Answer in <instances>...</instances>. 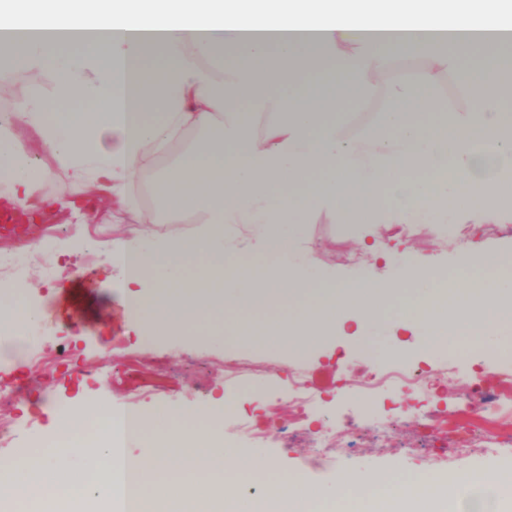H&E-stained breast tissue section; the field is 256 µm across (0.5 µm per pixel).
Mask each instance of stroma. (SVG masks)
<instances>
[{
	"label": "stroma",
	"mask_w": 512,
	"mask_h": 512,
	"mask_svg": "<svg viewBox=\"0 0 512 512\" xmlns=\"http://www.w3.org/2000/svg\"><path fill=\"white\" fill-rule=\"evenodd\" d=\"M56 77L52 72H36L29 83L18 78L6 79V92L0 97V117H15L16 107L27 99L32 89H40L44 98L54 95ZM23 151L28 160L51 169L49 179L36 189L33 203L59 194L67 185L64 169L58 167L43 140L30 129L20 128ZM98 218L78 224L74 214L65 210L51 220L47 230L33 236L30 247L53 254L49 268L22 265L21 256L11 242L0 239V257L18 265L14 277L0 278V302L12 303L16 297L13 283L25 285L24 302L36 315L25 326L23 341L31 345L56 348L58 342L68 347L95 352L96 383L77 376V357L69 359V373L50 380L33 376L22 360L11 363L16 377L26 389L22 410L38 413L41 432L54 448L48 449L47 463L62 464L77 473H84L88 459L79 450L57 447L63 436L56 418L58 407L86 406L100 416L136 412L143 417L145 435L150 441L169 438L176 431L188 428L200 431L211 442L223 443L235 431L234 420H225L214 427L204 414L205 408L217 397L236 403L238 411L252 413L257 420L278 435V442L255 443L248 455L259 459L264 470L282 475L291 473L316 490V497L306 504V512H336L337 505L359 499L365 488H372L371 502L401 490L413 496L423 482H436L450 477H462L478 472L496 477L499 472L512 471V454L500 457H472L447 468L440 462L441 451L431 442L415 435L407 419L420 403L414 394L396 391L379 396L373 413L393 417V446L383 453L366 448L345 449L336 463L322 466L315 461L314 449L302 444L283 445L288 434V415L281 407V397L288 384L289 373L296 368L286 352L274 342L278 323L283 320L308 323L316 306L308 299L274 300L264 308L242 314L240 322L230 323L227 336H168L155 342L147 341L138 331L136 318L119 286L120 273L106 261L114 239H128L137 234L155 236L169 232H184L181 224H144L135 211L114 208L111 201L96 202ZM300 251L297 256L304 273L323 283L384 281L400 283V290L374 298L377 315L369 321L362 337L341 335L306 352L305 369L310 380L323 388L324 403L311 414V428L345 424L362 415L357 395L339 381V374L357 371L366 374L368 368L385 366L390 355H397L401 364L418 367L435 363L437 351L422 352L426 332L411 327L398 312L406 299L432 290L429 280L405 281V272L412 267H428L441 277H456L462 271V258L457 250L450 224L436 223L420 244L385 241L378 225L357 226L333 221L329 211L311 214L299 232ZM366 253L368 260L356 269L336 259L338 248ZM79 287L78 316L55 321L54 335H46L48 308L66 289ZM480 353L466 356V372L482 374L486 385H493L492 371L484 363L491 355L512 345V325L480 334L476 338ZM245 345L247 357L264 370L260 378H231L214 375L211 362L233 356L236 345ZM150 390L152 401L131 406L126 401L129 389Z\"/></svg>",
	"instance_id": "1"
}]
</instances>
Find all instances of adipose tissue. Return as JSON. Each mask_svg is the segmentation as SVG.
Returning a JSON list of instances; mask_svg holds the SVG:
<instances>
[{"label":"adipose tissue","instance_id":"ef3b65f1","mask_svg":"<svg viewBox=\"0 0 512 512\" xmlns=\"http://www.w3.org/2000/svg\"><path fill=\"white\" fill-rule=\"evenodd\" d=\"M510 23L503 0H0V30L16 35L15 67L57 77L54 100L35 93L17 111L67 174L58 206L73 207L70 193L101 190L114 206H136L131 187L155 151L201 133L156 182L170 222L197 209L193 234L117 241L108 256L150 335L233 317L242 296L255 309L304 295L371 319L366 297L391 284L315 285L288 262L304 219L327 204L354 224H416L433 213L465 224L488 211L511 223L512 41L489 37ZM152 58L160 68L149 67ZM362 81L378 102L376 120L368 133L342 134L339 115L358 111ZM63 103L81 110L61 112ZM314 174L321 188H308ZM47 176L0 127L9 201L24 205ZM230 224L252 231L245 252L275 255L278 265L225 264ZM201 255L210 271L188 278ZM483 262L471 254L467 275L436 279L429 297L402 304L406 321L429 323L426 347L512 323V304L491 302L501 281L470 272ZM149 268L165 272L150 287ZM450 295L459 307L446 329L433 312ZM172 446L188 466L224 470L223 451L201 436ZM116 455L131 457L135 479L119 470L99 485L41 462L15 470L9 496L103 498L123 512L132 490L138 512H197L201 490L162 481L153 450L132 456L107 441L89 470Z\"/></svg>","mask_w":512,"mask_h":512}]
</instances>
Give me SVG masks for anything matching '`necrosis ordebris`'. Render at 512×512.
Segmentation results:
<instances>
[{"instance_id": "4bbe7bcc", "label": "necrosis or debris", "mask_w": 512, "mask_h": 512, "mask_svg": "<svg viewBox=\"0 0 512 512\" xmlns=\"http://www.w3.org/2000/svg\"><path fill=\"white\" fill-rule=\"evenodd\" d=\"M473 342H465L458 350L441 359L432 373L392 366L370 370L366 378L346 375L345 382L357 391L361 408H371L379 393L408 390L421 401L423 409L411 422L423 437L439 439L449 455H507L512 453V347L492 358L497 384L484 385L479 375L459 378L458 367L465 351L476 350ZM458 379L453 405L434 402L433 391L441 382ZM320 394L312 386L305 371L292 372L288 379V424L296 437L307 440L324 461L335 460L348 439L362 438L373 431L372 443L377 448L391 445L387 419L367 414L364 420L346 427L324 426L310 431L303 423L319 406ZM50 443L39 433L37 419L23 416L21 411L0 412V449L15 450L18 463H39Z\"/></svg>"}]
</instances>
